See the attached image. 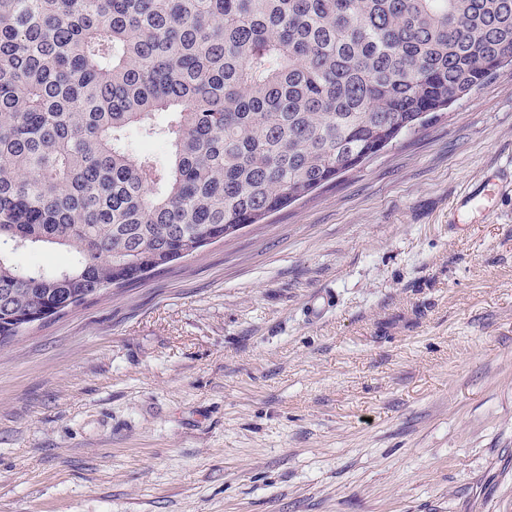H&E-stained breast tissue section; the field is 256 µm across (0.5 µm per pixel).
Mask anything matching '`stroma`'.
<instances>
[{
	"label": "stroma",
	"mask_w": 512,
	"mask_h": 512,
	"mask_svg": "<svg viewBox=\"0 0 512 512\" xmlns=\"http://www.w3.org/2000/svg\"><path fill=\"white\" fill-rule=\"evenodd\" d=\"M504 172L512 66L1 344L0 512H512V178L464 204Z\"/></svg>",
	"instance_id": "1"
}]
</instances>
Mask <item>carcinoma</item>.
I'll use <instances>...</instances> for the list:
<instances>
[{
    "label": "carcinoma",
    "instance_id": "obj_1",
    "mask_svg": "<svg viewBox=\"0 0 512 512\" xmlns=\"http://www.w3.org/2000/svg\"><path fill=\"white\" fill-rule=\"evenodd\" d=\"M505 57L512 0H0V343L307 196ZM45 248L73 263L17 269Z\"/></svg>",
    "mask_w": 512,
    "mask_h": 512
}]
</instances>
